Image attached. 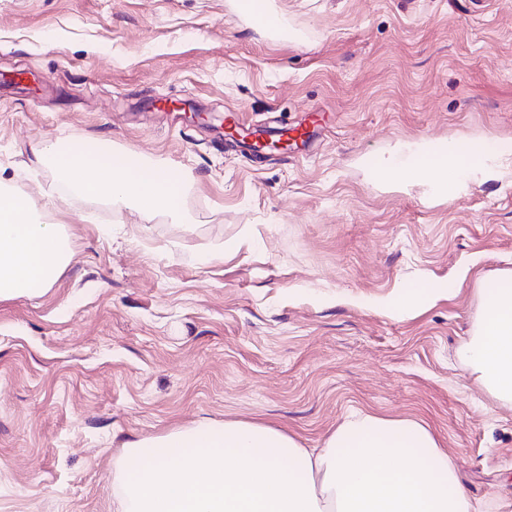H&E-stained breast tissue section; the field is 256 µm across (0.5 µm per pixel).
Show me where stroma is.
Wrapping results in <instances>:
<instances>
[{"label":"stroma","mask_w":512,"mask_h":512,"mask_svg":"<svg viewBox=\"0 0 512 512\" xmlns=\"http://www.w3.org/2000/svg\"><path fill=\"white\" fill-rule=\"evenodd\" d=\"M270 3L292 39L237 0H0V173L72 242L0 301V512H117L122 444L203 418L319 448L353 412L422 420L480 512H512V406L459 357L512 267V165L445 197L363 165L512 139V0ZM230 110L327 126L302 157L235 152ZM47 140L186 176V223L66 195Z\"/></svg>","instance_id":"stroma-1"}]
</instances>
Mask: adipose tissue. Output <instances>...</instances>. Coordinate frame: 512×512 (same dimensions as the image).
<instances>
[{
    "instance_id": "adipose-tissue-1",
    "label": "adipose tissue",
    "mask_w": 512,
    "mask_h": 512,
    "mask_svg": "<svg viewBox=\"0 0 512 512\" xmlns=\"http://www.w3.org/2000/svg\"><path fill=\"white\" fill-rule=\"evenodd\" d=\"M65 190L113 210L179 218L183 183L152 162L127 165L112 154L44 142ZM512 162V141L474 151L459 142L428 145L412 163L380 158L367 167L405 187L435 184L460 192L464 181L496 179ZM72 258L64 225L42 219L33 199L0 175V301L41 296ZM481 313L464 349L476 381L512 404V268L481 285ZM139 461L127 475L129 461ZM113 482L119 512H477L441 441L422 421L362 413L347 417L322 447H303L258 422L207 419L126 442Z\"/></svg>"
}]
</instances>
